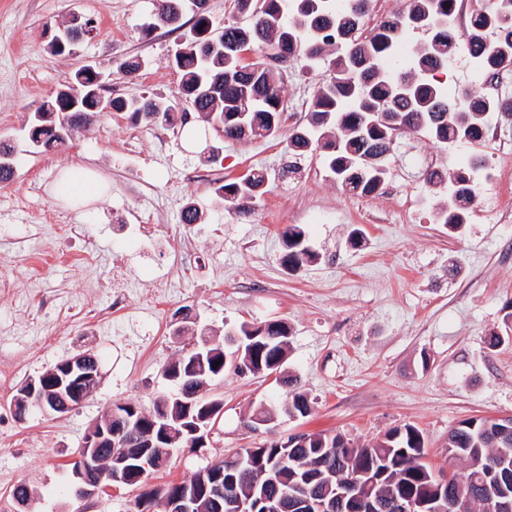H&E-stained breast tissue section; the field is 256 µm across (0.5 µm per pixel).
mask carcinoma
I'll return each instance as SVG.
<instances>
[{
    "label": "carcinoma",
    "mask_w": 512,
    "mask_h": 512,
    "mask_svg": "<svg viewBox=\"0 0 512 512\" xmlns=\"http://www.w3.org/2000/svg\"><path fill=\"white\" fill-rule=\"evenodd\" d=\"M160 2L159 25L176 30L182 27L185 11L194 14L193 32L178 43L174 62L186 105L130 97L112 99V108L156 128L170 126L177 113L184 126L192 111L227 140L276 136L280 128L271 124L270 116L284 111L283 75L282 68L271 65L270 51L283 46L289 57L301 56L313 69L325 68L308 120L291 130L286 148L298 156L320 150L336 184L350 193H371L386 178L399 131L423 132L440 144L452 145L479 138L490 112H512L505 99L487 102L466 88L450 99L435 75L447 66L450 55H463L483 70L502 66L503 56H512V0L489 4L488 13L474 19L461 41L453 36L450 23L455 0H412L408 10L388 17L365 38L360 26L367 0H349L342 13L336 12V0H262L258 10L251 8V0H239L245 22L224 25L218 36L203 35L212 24L206 0ZM421 30L423 46L402 60L397 56L399 41ZM247 51L258 52L263 59L247 63L243 59ZM97 87L93 77L79 70L73 82L32 113L28 132L42 137L38 149L58 148L72 130L93 124L97 113L67 108L69 98L85 97ZM485 165L483 157L475 156L454 173L448 226H461L454 211ZM267 183V173L253 169L237 181L217 186L215 193L225 208L238 209L260 197ZM283 239L282 262L288 269L295 271L318 259L301 226L286 227ZM252 327L244 321L225 332L258 334L243 356L250 359L249 372H270L274 363L286 359L288 325L273 320L263 333ZM214 350L217 355L207 369L218 378L233 370V364L230 351L219 345ZM187 364V357L181 355L165 371L183 374L178 384L189 390V378L184 376ZM283 409L290 417H304L310 405L305 395L296 392ZM424 448L422 433L412 425L390 429L361 446L342 433H305L288 448L270 441L252 449L253 464L235 476L242 495L253 492L277 500L305 491L333 497L336 489L351 481L366 493L381 488L383 494L403 500L452 498L465 506V512H489L492 498L512 502V427L470 418L452 428L448 454L462 464V470L448 474L444 484L422 462Z\"/></svg>",
    "instance_id": "obj_1"
}]
</instances>
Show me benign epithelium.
Masks as SVG:
<instances>
[{"label":"benign epithelium","instance_id":"benign-epithelium-1","mask_svg":"<svg viewBox=\"0 0 512 512\" xmlns=\"http://www.w3.org/2000/svg\"><path fill=\"white\" fill-rule=\"evenodd\" d=\"M210 347L211 343L205 340L186 349L190 355V379L203 387L209 385L205 358ZM100 377L99 363L94 355L88 351L78 352L61 362L53 371L25 380L17 388L12 409L21 420L25 419L31 409L46 415H65L84 403L98 385ZM184 405L183 420H193L190 426H182V429L188 431L186 435L170 425L168 407L160 406L149 413L140 412L139 427L152 432L158 429L160 433L157 441L146 443V450L135 455L133 460L119 452V449L126 447V432L130 427L128 418L115 411L107 418L96 421L86 433L71 469L75 479V496L89 499L106 489L99 478L103 470L110 484L141 489L139 504L146 508V512H151L148 504L154 500L163 504L165 512H206L208 506L214 508L215 512H278L279 504L272 499L245 498L237 486H224V472L219 470L217 463L212 464V484L205 501L186 490L175 492L147 484L148 476L166 466L172 448L181 440H186L190 447H199L209 435L207 421L213 418L218 406H205L199 417L193 414L198 406L196 401H186ZM101 448H110L112 453L104 459L99 452ZM336 505L342 512H378L384 503L377 498L371 499L357 493L353 486L346 485L336 493ZM325 509L326 503L322 500L292 496L294 512H325Z\"/></svg>","mask_w":512,"mask_h":512}]
</instances>
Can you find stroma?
Segmentation results:
<instances>
[{
	"label": "stroma",
	"mask_w": 512,
	"mask_h": 512,
	"mask_svg": "<svg viewBox=\"0 0 512 512\" xmlns=\"http://www.w3.org/2000/svg\"><path fill=\"white\" fill-rule=\"evenodd\" d=\"M154 12L155 0H0V140H10L17 174L0 184V281L11 284L0 291V512H15L11 491L20 483L33 490L30 512H136L134 487L75 497L71 464L88 429L118 404L150 411L156 396L173 392L162 371L182 349L203 335L223 342L225 326L242 321L286 322V362L269 375L216 379L223 414L204 447L175 450L151 485L190 479L298 432H342L367 444L404 425L422 432L432 468L453 470L451 428L512 416V221H500L497 208L512 153L500 152V141L444 147L407 130L397 136L385 189L370 197L337 186L320 152L294 159L284 135L213 138L220 152L208 162L179 126L104 113L65 146L34 153L29 116L83 66L96 69L108 95L177 99L181 75L170 55L182 33L161 26L144 35ZM75 14L94 21V36L73 53L51 52L48 32ZM129 56L146 62L133 78L115 69ZM319 81L304 59L289 61L285 131L305 123ZM447 85L512 98V74L495 80L465 58L450 66ZM474 155L486 159L490 178L468 224L453 229L438 221L448 187L427 182L426 163L438 160L449 178ZM70 164L97 171L108 192L78 209L64 203L56 182ZM253 168L268 173L265 193L249 213L228 212L214 194L217 181ZM189 204L204 223H182ZM49 209L76 225V235L56 236L42 220ZM292 224L320 255L297 271L281 262V234ZM37 247L45 253L38 267ZM116 277L125 294L118 308L103 288ZM158 280L168 281L166 295L147 305ZM81 349L101 366L87 400L62 417H15L17 387ZM291 375L310 414L252 425L259 404L285 399Z\"/></svg>",
	"instance_id": "35a3bbf8"
}]
</instances>
